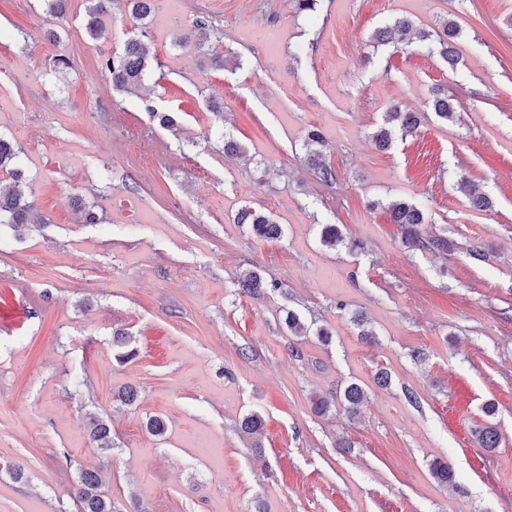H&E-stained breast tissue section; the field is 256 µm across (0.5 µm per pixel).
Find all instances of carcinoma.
<instances>
[{
    "instance_id": "obj_1",
    "label": "carcinoma",
    "mask_w": 512,
    "mask_h": 512,
    "mask_svg": "<svg viewBox=\"0 0 512 512\" xmlns=\"http://www.w3.org/2000/svg\"><path fill=\"white\" fill-rule=\"evenodd\" d=\"M87 31L95 39L102 37V28L99 26V16L111 10L112 0H86ZM132 13L139 19H146L158 9L159 0H126ZM409 36V42L435 43L439 45V54L448 68L453 69L458 64L454 44L461 35V29L452 20H446L438 29L426 31L416 27L410 20L399 18L393 25L374 31L370 40L384 45L391 42L395 33ZM153 54L151 47L138 40H129L118 56H109L101 61V67L109 73L115 87L129 88L140 84L151 65ZM433 110L437 117L445 121H455L456 112L453 102L447 95L435 96ZM418 125V116L412 112H403L393 106L385 112L383 126L377 128L372 134L376 145L384 148L391 144L393 134L397 131L408 133ZM316 145H323L321 134L312 129L307 133L306 146L309 148L310 161L316 177L328 184L336 179L335 171L321 160V151L314 149ZM23 151L21 147L0 139V168L10 171L13 181L0 182V224H8L19 229L24 224H40L42 219L37 216L34 204L24 200L18 189L17 181L21 171L15 168ZM458 185L466 193L467 199L477 210L492 208L490 199L476 192L473 185L464 177L458 180ZM392 223L398 225L402 233V243L412 249L429 251L432 253L448 251V238L442 236L425 237L420 226L424 223L423 212L416 206L397 199L389 202L386 207ZM241 224L251 225L254 235L259 239H277L282 234L280 225L274 223L268 216L252 210L242 211L239 219ZM321 241L332 247L342 246L348 252L355 253L363 249V243L344 235L337 224H324L321 228ZM237 284L239 288L248 293H258L267 287L266 282L256 270L249 269L240 273ZM284 324L292 336H307L310 329L302 322L301 317L294 311L287 312ZM341 402L344 409L351 415H356L366 404L364 388L357 382H350L343 388ZM474 437L481 448L492 451L499 447L500 433L496 425L487 423L474 429ZM89 438L91 444L103 455L112 453V432L108 423L102 419H90ZM431 474L441 484L454 481L452 468L439 460L431 465ZM77 501L78 512H119L112 497L102 488L100 469L83 468L72 490Z\"/></svg>"
}]
</instances>
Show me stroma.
<instances>
[{
    "label": "stroma",
    "instance_id": "stroma-1",
    "mask_svg": "<svg viewBox=\"0 0 512 512\" xmlns=\"http://www.w3.org/2000/svg\"><path fill=\"white\" fill-rule=\"evenodd\" d=\"M510 16L512 0H319L313 13L172 0L141 21L119 0L95 40L85 0H68L61 23L45 0H0V72L12 73L0 138L22 146L19 190L44 218L0 227V310L20 315L0 326V512H75L81 467L103 469L120 512H512ZM398 17L456 20V69L418 43L371 41ZM268 28L287 60L260 50ZM141 34L152 67L117 89L101 57ZM216 52L223 68L207 63ZM439 88L456 122L433 112ZM394 105L421 124L381 150L371 135ZM311 128L333 184L308 162ZM228 135L244 156L225 151ZM462 174L492 210L470 208ZM395 199L423 211L448 254L403 246L384 209ZM246 208L281 238L238 223ZM325 224L366 253L323 246ZM247 269L270 288L241 292ZM288 309L331 342L289 335ZM118 332L136 359L118 361ZM349 381L368 394L355 416L338 399ZM128 386L138 398L125 405ZM489 401L502 434L491 452L473 437ZM253 412L265 420L254 438L240 430ZM94 416L111 427L110 458L90 445ZM154 416L163 436L146 428ZM437 458L455 484L433 479Z\"/></svg>",
    "mask_w": 512,
    "mask_h": 512
}]
</instances>
